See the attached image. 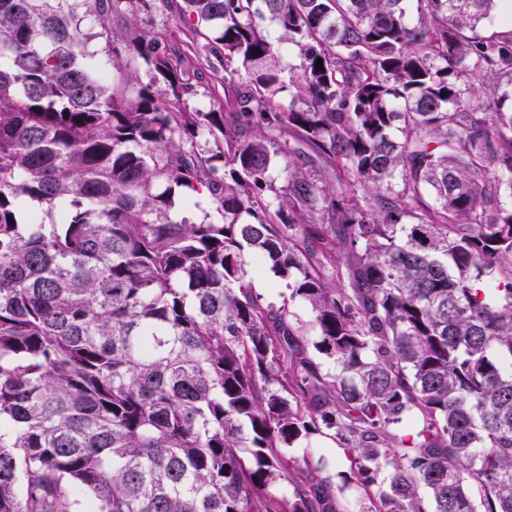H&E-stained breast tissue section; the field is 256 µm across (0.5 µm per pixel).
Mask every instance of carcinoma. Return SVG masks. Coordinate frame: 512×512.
I'll return each instance as SVG.
<instances>
[{"instance_id": "obj_1", "label": "carcinoma", "mask_w": 512, "mask_h": 512, "mask_svg": "<svg viewBox=\"0 0 512 512\" xmlns=\"http://www.w3.org/2000/svg\"><path fill=\"white\" fill-rule=\"evenodd\" d=\"M403 2L0 0V512H512V31ZM159 9L186 48L128 33ZM201 43L247 74L227 112ZM198 195L218 220L174 218ZM316 434L337 482L283 455ZM279 59L283 69V77L286 85V89L279 93V97L282 103L288 107V104L291 101V94L288 90V81L290 76L293 75L294 72H297V68H299L301 59L298 50L294 47L288 48V45H283L280 47ZM198 53H190L185 63L187 78L194 84L196 94L192 105L198 109L208 111L210 108L223 107L227 110L233 103V89L224 82V59L219 60L209 51V48L199 47ZM251 279L256 292L262 295L267 303H271L276 307L289 306L307 325L308 336H314L315 331L309 325L312 317L308 308L299 300H290L288 285L285 281L276 277L269 266L265 264L261 266L252 265ZM307 454L308 459L317 463L319 459H323L326 463L323 475H331L333 478L339 472H348L350 470L351 456L345 453L335 441L329 437L321 435H312L309 439L295 444L291 448L285 449L287 460L295 458L301 460L303 455Z\"/></svg>"}]
</instances>
